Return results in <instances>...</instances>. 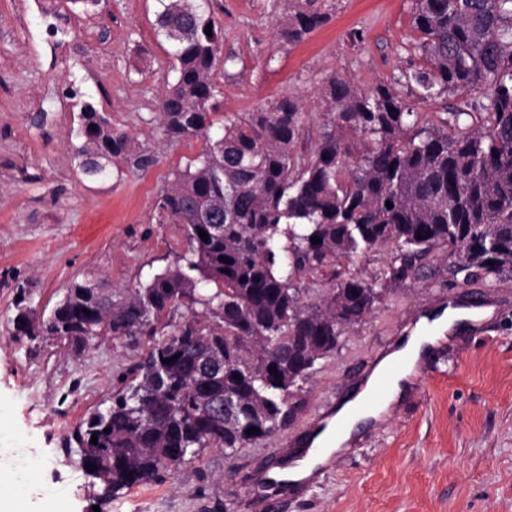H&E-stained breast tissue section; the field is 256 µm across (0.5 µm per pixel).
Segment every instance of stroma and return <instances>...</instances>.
I'll list each match as a JSON object with an SVG mask.
<instances>
[{
  "instance_id": "1",
  "label": "stroma",
  "mask_w": 512,
  "mask_h": 512,
  "mask_svg": "<svg viewBox=\"0 0 512 512\" xmlns=\"http://www.w3.org/2000/svg\"><path fill=\"white\" fill-rule=\"evenodd\" d=\"M329 21L297 44L281 36L283 0H207L228 62L215 82L217 112H254L297 100L306 162L328 117L322 87L336 75L358 90L390 84L423 120L476 111L480 93L422 100L403 74L424 63L412 24L416 0H326ZM157 0H0V425L41 463L29 512L50 494L65 512H268L258 470L271 449L313 430L401 336L405 326L453 300L494 306L421 365V379L387 421L362 428L280 512H512V279L451 276L441 251L390 283L367 321L316 366L302 403L276 433L234 454L206 448L163 480L101 495L72 435L111 403L121 375L146 343L103 335L76 351L64 341L17 337L18 292L35 316L51 313L73 282L119 294L174 265L183 227L159 218L175 170L200 153L194 136L171 141L158 101L174 73L173 42L156 23ZM93 103L157 162L86 177L77 158L82 106Z\"/></svg>"
}]
</instances>
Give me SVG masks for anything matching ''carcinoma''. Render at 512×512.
<instances>
[{
    "label": "carcinoma",
    "mask_w": 512,
    "mask_h": 512,
    "mask_svg": "<svg viewBox=\"0 0 512 512\" xmlns=\"http://www.w3.org/2000/svg\"><path fill=\"white\" fill-rule=\"evenodd\" d=\"M417 2L413 24L428 66L404 74L405 82L423 99L480 90V111L449 112L428 125L390 87L358 91L330 75L324 93L332 117L299 169L301 112L293 100L226 115L222 130H212L214 75L226 64L219 22L188 0H158L162 30L190 31L174 39L175 80L159 102L164 133L198 136L203 146L161 196L162 216L185 226L187 252L107 314V332L145 340L149 350L111 405L76 430L85 462L96 466L90 476L106 494L152 482L171 461L183 465L205 448L233 454L275 433L315 365L367 320L388 282L406 278L432 249L443 250L453 275L512 278V0ZM328 19L319 0H297L283 37L299 42ZM82 118L84 175L105 177L120 161L138 170L156 162L92 104ZM221 195L216 234L207 211ZM379 250L400 265L369 281L338 275L319 303L301 304L295 282ZM19 297L17 335L76 349L98 337L100 326L84 313L88 283L67 289L46 319ZM182 306L184 322L162 332L163 318ZM212 357L222 364L216 373L202 363ZM216 398L234 407L231 417L209 410ZM250 427L259 432L246 434Z\"/></svg>",
    "instance_id": "1"
}]
</instances>
